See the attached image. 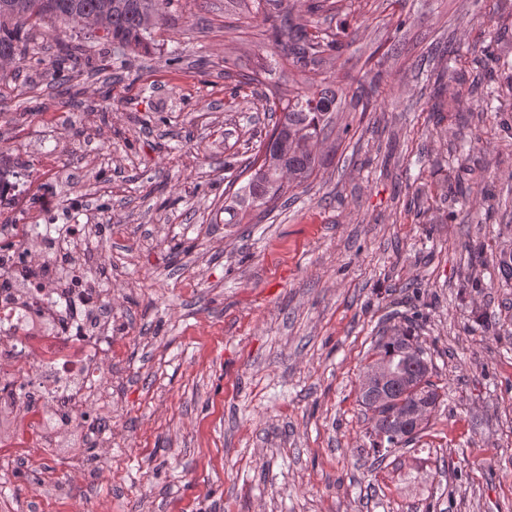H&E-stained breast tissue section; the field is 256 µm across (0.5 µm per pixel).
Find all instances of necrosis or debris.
<instances>
[{
    "label": "necrosis or debris",
    "instance_id": "4bbe7bcc",
    "mask_svg": "<svg viewBox=\"0 0 512 512\" xmlns=\"http://www.w3.org/2000/svg\"><path fill=\"white\" fill-rule=\"evenodd\" d=\"M95 235L93 225L73 224L52 243L14 224L0 237V419L15 424L0 457L35 455L60 416L78 430L94 424L87 395L122 330L82 258Z\"/></svg>",
    "mask_w": 512,
    "mask_h": 512
}]
</instances>
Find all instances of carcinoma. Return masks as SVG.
I'll return each mask as SVG.
<instances>
[{"instance_id":"carcinoma-1","label":"carcinoma","mask_w":512,"mask_h":512,"mask_svg":"<svg viewBox=\"0 0 512 512\" xmlns=\"http://www.w3.org/2000/svg\"><path fill=\"white\" fill-rule=\"evenodd\" d=\"M233 2L246 9L251 3L257 7L263 3L274 7L275 14L266 15V20L271 22V38L281 48L286 62L297 72L304 74L334 59L333 51L337 49L335 36L318 28L311 32L293 28V0ZM105 5L108 6L110 25L105 38L119 48L149 52L154 41L153 34L160 26L158 22H151V17L163 10L164 0H0V58L9 56L14 64L23 60L42 64L43 59L37 57L35 41L44 25L61 22L84 28L85 21L96 16ZM71 57V46L67 44L52 63L58 79L64 84L70 82L72 68L66 63ZM256 95L267 101L272 98L277 100L275 110L280 115L254 158L244 166V171L250 172L248 180L236 189L231 203L224 205V213L228 215V219L224 220L226 224L241 223L239 215L245 214L247 208H261L265 213L272 211L286 193L285 184L299 187L311 178L316 168L313 148L328 124V114L336 109V90L330 87H317L291 98L278 92L269 96L258 91ZM396 336L395 340L386 341L382 335L376 339V359L387 362L401 372L408 371L412 360L403 349L411 348L422 357L426 352L412 330L400 328ZM390 392L392 397L407 402H417L429 396L435 406L440 399L439 387L428 375L418 378L413 391L407 393L393 385ZM359 402L374 412V439L372 448L367 451L374 462L382 463L392 450L412 442L410 438H395L383 428L381 414L385 410L370 394L359 393Z\"/></svg>"}]
</instances>
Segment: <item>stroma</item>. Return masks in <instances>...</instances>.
Listing matches in <instances>:
<instances>
[{
  "label": "stroma",
  "mask_w": 512,
  "mask_h": 512,
  "mask_svg": "<svg viewBox=\"0 0 512 512\" xmlns=\"http://www.w3.org/2000/svg\"><path fill=\"white\" fill-rule=\"evenodd\" d=\"M310 5L293 25L333 31L339 59L302 78L263 13L224 0H172L123 67L102 68L101 42L70 94L47 66L78 43L61 23L37 38L42 65L0 73V163L18 174L0 212L47 197L64 223L96 220L128 333L101 375L109 446L56 430L0 474L6 512H512V280L496 264L512 253V0ZM255 70L269 92L332 87L337 109L310 186L228 224L229 181L277 119L238 84ZM473 79L497 90L491 111ZM394 325L414 327L445 394L378 466L357 396Z\"/></svg>",
  "instance_id": "stroma-1"
}]
</instances>
